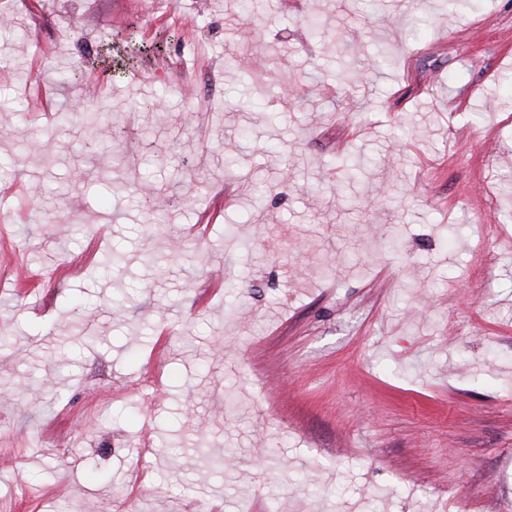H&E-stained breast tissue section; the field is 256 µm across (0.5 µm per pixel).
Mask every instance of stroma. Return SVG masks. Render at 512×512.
Wrapping results in <instances>:
<instances>
[{
    "label": "stroma",
    "instance_id": "35a3bbf8",
    "mask_svg": "<svg viewBox=\"0 0 512 512\" xmlns=\"http://www.w3.org/2000/svg\"><path fill=\"white\" fill-rule=\"evenodd\" d=\"M510 76L512 0H0V512H512Z\"/></svg>",
    "mask_w": 512,
    "mask_h": 512
}]
</instances>
